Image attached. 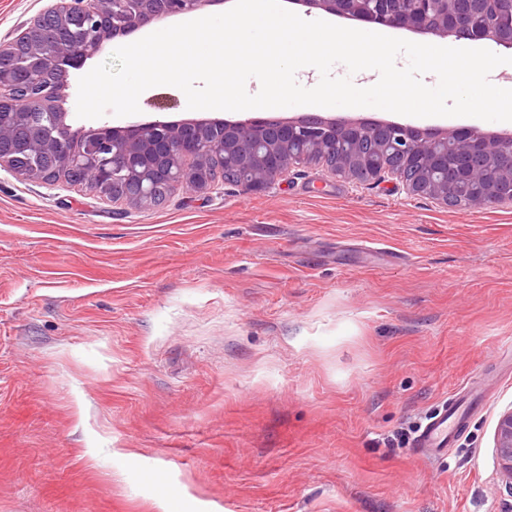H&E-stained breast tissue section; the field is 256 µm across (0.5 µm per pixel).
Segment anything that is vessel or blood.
Returning a JSON list of instances; mask_svg holds the SVG:
<instances>
[{
	"instance_id": "vessel-or-blood-1",
	"label": "vessel or blood",
	"mask_w": 512,
	"mask_h": 512,
	"mask_svg": "<svg viewBox=\"0 0 512 512\" xmlns=\"http://www.w3.org/2000/svg\"><path fill=\"white\" fill-rule=\"evenodd\" d=\"M472 402L470 394H460L450 398L437 413L428 418L417 436L418 454L432 458L442 455L455 435L464 428Z\"/></svg>"
}]
</instances>
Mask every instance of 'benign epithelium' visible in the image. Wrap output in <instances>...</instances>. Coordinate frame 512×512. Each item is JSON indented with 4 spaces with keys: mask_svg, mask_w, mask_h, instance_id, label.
Masks as SVG:
<instances>
[{
    "mask_svg": "<svg viewBox=\"0 0 512 512\" xmlns=\"http://www.w3.org/2000/svg\"><path fill=\"white\" fill-rule=\"evenodd\" d=\"M212 0H168L165 11L170 14L197 12ZM304 6L321 9L329 14H347L352 10V0H299ZM417 13L404 8V0H369L364 20L376 21L383 27H403L456 41H492L512 49V27H502L490 20L481 27H474L468 15L460 11L459 0H416ZM106 9L112 11L120 22L105 28L99 21L101 11L90 0H57L50 11L60 18L81 15L88 25V36L76 47H58L54 39L40 31L45 46L46 67L69 71L82 67L89 59L103 51L104 44L124 33L139 30L157 18L152 0H139L129 8L127 0H109ZM39 19L23 24L15 36L0 41V112L16 108L9 75L18 66L12 47L25 42L36 30ZM395 130L394 148L412 159L426 158L425 171L432 177L451 173L452 189L466 209L512 203V173L505 176L497 167L503 156L512 157V133L490 135L476 128L441 129L418 128L408 124L390 122ZM379 126L368 121L330 117L311 128L305 117L280 121L270 126V121L252 117L239 119L202 120H149L135 121L125 126L82 127L80 131L92 140L117 152L131 173L143 168L142 161L152 155L165 164L166 177L172 192L187 187L207 192L215 182L190 173V165L211 150L226 153V158L241 168L236 187L244 194L265 191L284 179L295 168L306 165V154L294 146L311 142L322 152H334L340 146L373 137ZM479 155L487 160V170L477 174L470 170L469 160ZM91 185L107 183L108 171L96 155L77 160ZM362 168L371 181L399 177V172L386 163L364 164ZM495 448L501 475L509 497L512 498V409L504 412L497 424Z\"/></svg>",
    "mask_w": 512,
    "mask_h": 512,
    "instance_id": "benign-epithelium-1",
    "label": "benign epithelium"
}]
</instances>
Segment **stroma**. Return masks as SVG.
<instances>
[{"mask_svg":"<svg viewBox=\"0 0 512 512\" xmlns=\"http://www.w3.org/2000/svg\"><path fill=\"white\" fill-rule=\"evenodd\" d=\"M511 408L512 204L308 166L140 209L0 168V512H498ZM464 391L456 398L451 397L433 416L420 427L416 440L417 453L436 458L443 454L455 435L465 426L472 408L473 399ZM495 448L501 475L511 501H504L499 512L512 511V409L504 412L497 424Z\"/></svg>","mask_w":512,"mask_h":512,"instance_id":"35a3bbf8","label":"stroma"}]
</instances>
